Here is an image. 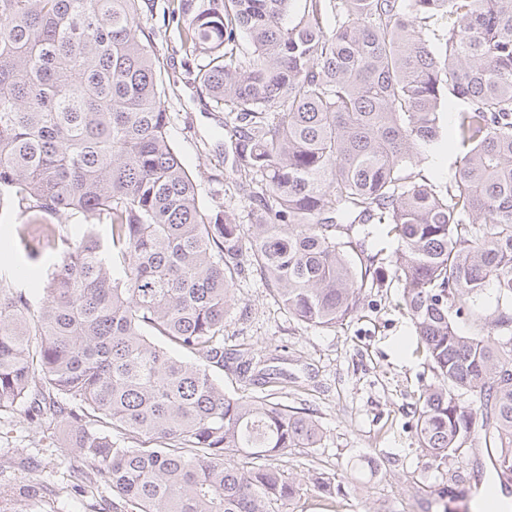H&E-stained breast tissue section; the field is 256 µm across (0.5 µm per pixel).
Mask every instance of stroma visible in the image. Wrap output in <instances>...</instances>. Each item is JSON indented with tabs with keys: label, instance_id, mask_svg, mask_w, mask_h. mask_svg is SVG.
Wrapping results in <instances>:
<instances>
[{
	"label": "stroma",
	"instance_id": "35a3bbf8",
	"mask_svg": "<svg viewBox=\"0 0 512 512\" xmlns=\"http://www.w3.org/2000/svg\"><path fill=\"white\" fill-rule=\"evenodd\" d=\"M169 132L181 160L200 183L203 205H221L237 223H248L249 200L236 194L224 158L223 113L199 100L190 83L179 81L166 102ZM20 215L0 222V247L18 288L39 304L37 288L51 265L50 251L31 260L15 243ZM237 301L224 317V345L273 359L278 386H242L225 371L224 388L257 397L273 395L282 405L307 408L320 428L310 448H291L276 466L294 477L298 494L292 512H325L312 476L323 473L339 487V512H443L437 490L444 476L461 475L454 488L469 512H479L478 489L495 480L481 439L467 445L463 461L436 469L423 457L416 435V398L435 376L421 352L413 324L402 308V285L363 291L362 308L350 323L322 329L289 316L271 285L259 275L237 282ZM63 433L43 437L37 424L0 416V489L8 512H112V491L100 482L83 491L85 462L61 453Z\"/></svg>",
	"mask_w": 512,
	"mask_h": 512
}]
</instances>
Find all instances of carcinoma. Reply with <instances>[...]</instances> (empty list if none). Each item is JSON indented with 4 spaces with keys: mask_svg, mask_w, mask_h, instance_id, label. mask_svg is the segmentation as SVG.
Segmentation results:
<instances>
[{
    "mask_svg": "<svg viewBox=\"0 0 512 512\" xmlns=\"http://www.w3.org/2000/svg\"><path fill=\"white\" fill-rule=\"evenodd\" d=\"M156 5L0 0V217H26L30 258L54 254L36 310L0 272V414L63 427L112 512H288L296 483L269 460L320 430L224 391L230 360L244 383L279 375L224 347V316L258 272L304 324L355 319L383 283L364 249L378 225L437 379L415 408L419 448L439 468L479 435L508 486L512 0H163L177 33L163 62L138 22ZM179 55L224 113L248 224L203 206L171 142ZM447 145L442 184L425 168ZM75 217L109 241L71 236Z\"/></svg>",
    "mask_w": 512,
    "mask_h": 512,
    "instance_id": "obj_1",
    "label": "carcinoma"
}]
</instances>
